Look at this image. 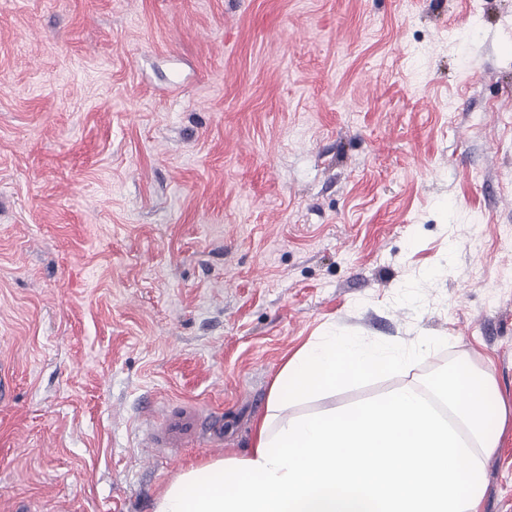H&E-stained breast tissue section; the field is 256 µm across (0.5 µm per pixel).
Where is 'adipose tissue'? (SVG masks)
<instances>
[{
  "label": "adipose tissue",
  "mask_w": 512,
  "mask_h": 512,
  "mask_svg": "<svg viewBox=\"0 0 512 512\" xmlns=\"http://www.w3.org/2000/svg\"><path fill=\"white\" fill-rule=\"evenodd\" d=\"M414 360L352 337L303 346L272 383L251 451L182 472L153 512H481L498 444L486 427L494 382L468 360L426 393L405 385L352 407L285 414Z\"/></svg>",
  "instance_id": "1"
}]
</instances>
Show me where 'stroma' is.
<instances>
[{"label":"stroma","mask_w":512,"mask_h":512,"mask_svg":"<svg viewBox=\"0 0 512 512\" xmlns=\"http://www.w3.org/2000/svg\"><path fill=\"white\" fill-rule=\"evenodd\" d=\"M335 336L419 362L290 414L463 357L512 412V0H0V512H152ZM224 434V422L212 416H202L195 410H186L168 417L158 429L156 442L162 448H173L208 433Z\"/></svg>","instance_id":"obj_1"}]
</instances>
